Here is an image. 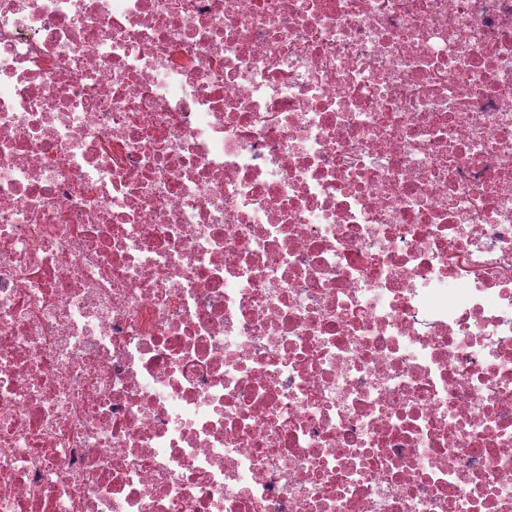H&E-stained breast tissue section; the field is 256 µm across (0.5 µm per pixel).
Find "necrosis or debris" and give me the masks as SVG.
Listing matches in <instances>:
<instances>
[{
    "mask_svg": "<svg viewBox=\"0 0 512 512\" xmlns=\"http://www.w3.org/2000/svg\"><path fill=\"white\" fill-rule=\"evenodd\" d=\"M0 512H512V0H0Z\"/></svg>",
    "mask_w": 512,
    "mask_h": 512,
    "instance_id": "1",
    "label": "necrosis or debris"
}]
</instances>
